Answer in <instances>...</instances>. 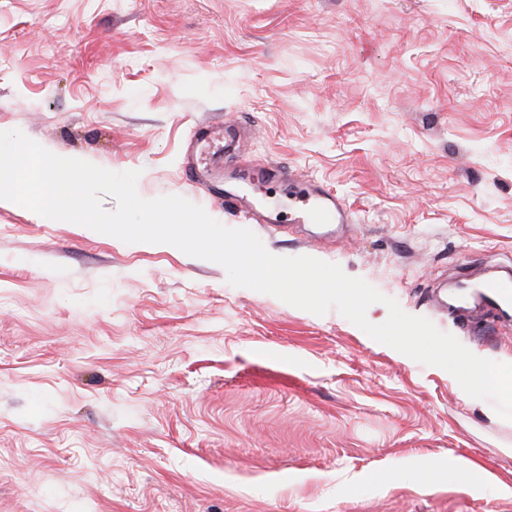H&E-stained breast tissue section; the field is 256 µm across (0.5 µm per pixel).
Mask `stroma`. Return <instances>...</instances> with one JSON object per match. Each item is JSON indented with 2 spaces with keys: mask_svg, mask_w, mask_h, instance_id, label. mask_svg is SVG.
<instances>
[{
  "mask_svg": "<svg viewBox=\"0 0 512 512\" xmlns=\"http://www.w3.org/2000/svg\"><path fill=\"white\" fill-rule=\"evenodd\" d=\"M220 115L356 212L270 253L512 364L427 298L512 267V0H0V131L233 228L185 170ZM0 512H512V421L337 310L4 200Z\"/></svg>",
  "mask_w": 512,
  "mask_h": 512,
  "instance_id": "35a3bbf8",
  "label": "stroma"
}]
</instances>
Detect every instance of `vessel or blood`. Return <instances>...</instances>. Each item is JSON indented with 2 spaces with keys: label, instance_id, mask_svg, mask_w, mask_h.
I'll return each mask as SVG.
<instances>
[{
  "label": "vessel or blood",
  "instance_id": "vessel-or-blood-1",
  "mask_svg": "<svg viewBox=\"0 0 512 512\" xmlns=\"http://www.w3.org/2000/svg\"><path fill=\"white\" fill-rule=\"evenodd\" d=\"M231 151L232 141L225 134L224 124L205 125L187 148L186 171L190 178L198 180L212 169L226 168L227 179L216 186L215 198L226 213L246 226L266 224L280 230L290 224L353 223L350 206L323 185H299L285 167L251 160L233 161ZM244 177L259 189L272 183L286 186L287 206L275 210L257 208L238 188L239 179ZM443 308L461 316H479L481 325L494 329L512 325V271L458 281L454 295L444 301Z\"/></svg>",
  "mask_w": 512,
  "mask_h": 512
}]
</instances>
